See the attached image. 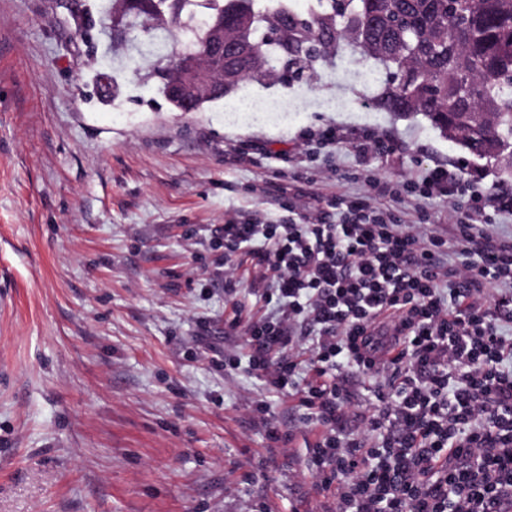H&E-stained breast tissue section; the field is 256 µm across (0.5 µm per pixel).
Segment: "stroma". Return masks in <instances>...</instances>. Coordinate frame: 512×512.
<instances>
[{"mask_svg": "<svg viewBox=\"0 0 512 512\" xmlns=\"http://www.w3.org/2000/svg\"><path fill=\"white\" fill-rule=\"evenodd\" d=\"M347 66L241 91L276 112H177L55 0H0V512H331L303 439L273 447L248 409L295 423V399L224 369L216 229L335 221L362 188L348 147L288 169L299 134L330 125L394 139L399 155L362 165L390 184L462 160L512 189L423 116L377 109ZM234 143L273 157L250 163Z\"/></svg>", "mask_w": 512, "mask_h": 512, "instance_id": "35a3bbf8", "label": "stroma"}]
</instances>
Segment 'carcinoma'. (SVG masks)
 Segmentation results:
<instances>
[{
  "label": "carcinoma",
  "mask_w": 512,
  "mask_h": 512,
  "mask_svg": "<svg viewBox=\"0 0 512 512\" xmlns=\"http://www.w3.org/2000/svg\"><path fill=\"white\" fill-rule=\"evenodd\" d=\"M75 32L88 36L112 25L120 39L167 40L144 81L157 79L156 91L178 111L181 99L169 90L182 71V54L198 50L209 21L224 16L246 21L253 44L239 80L223 84V74L197 58L200 79L210 89L196 105L203 110L250 82L283 79L282 65L312 70L311 43L323 55L349 48L389 72L374 101L387 112L424 116L449 142L512 175V0H309L307 14L292 0H108L95 5L67 0ZM280 26L289 54L280 45L258 46L261 33Z\"/></svg>",
  "instance_id": "cac0c4a2"
}]
</instances>
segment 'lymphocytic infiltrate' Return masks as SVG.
<instances>
[{
  "label": "lymphocytic infiltrate",
  "instance_id": "1",
  "mask_svg": "<svg viewBox=\"0 0 512 512\" xmlns=\"http://www.w3.org/2000/svg\"><path fill=\"white\" fill-rule=\"evenodd\" d=\"M350 143L360 158L394 155L374 131L345 139L329 126L303 137L299 162ZM484 174L435 166L398 186L368 176L363 196L339 203L340 220L224 224V333L240 347L224 368L257 372L294 397L316 487L332 512H493L512 498V191H487ZM447 198V234L398 223L376 198ZM262 285V314L244 313L240 263ZM377 380L376 405L355 436L340 433L355 397L339 379Z\"/></svg>",
  "mask_w": 512,
  "mask_h": 512
}]
</instances>
